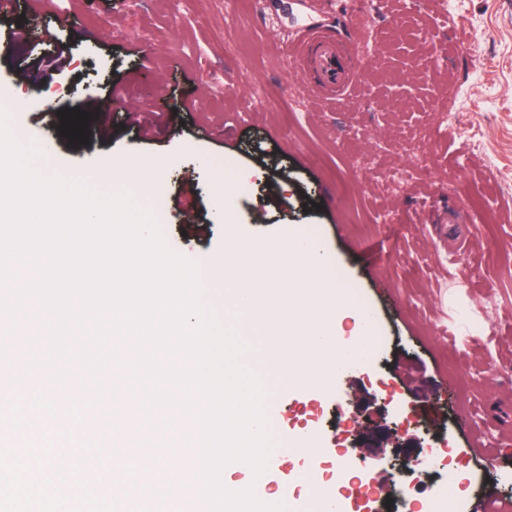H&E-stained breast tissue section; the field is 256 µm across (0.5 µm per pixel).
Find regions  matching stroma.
<instances>
[{"instance_id":"1","label":"stroma","mask_w":512,"mask_h":512,"mask_svg":"<svg viewBox=\"0 0 512 512\" xmlns=\"http://www.w3.org/2000/svg\"><path fill=\"white\" fill-rule=\"evenodd\" d=\"M387 61L358 60L361 94L318 103L309 79L285 65L288 40L305 26L349 28L351 0H36L50 41L0 63V102L27 141H54L43 171L102 191L169 187L153 214L170 247L211 263L228 232L275 250L290 232L321 245L322 270L349 291L366 325L340 313L344 342L368 343L321 388L279 393L261 327L242 361L263 378L280 411L271 430L312 434V458L367 457L366 512H430L450 494L473 512L491 492L512 497V0H361ZM464 16L481 45L462 59L448 20ZM67 41L71 61L40 81L35 103L23 69ZM447 62L425 68L432 42ZM104 102L73 154L54 140V115L78 106L66 89ZM462 113L472 147L449 124ZM136 156L142 180L111 175ZM411 168L402 189L393 176ZM140 442L113 439L114 459L147 461L183 434L138 422Z\"/></svg>"}]
</instances>
